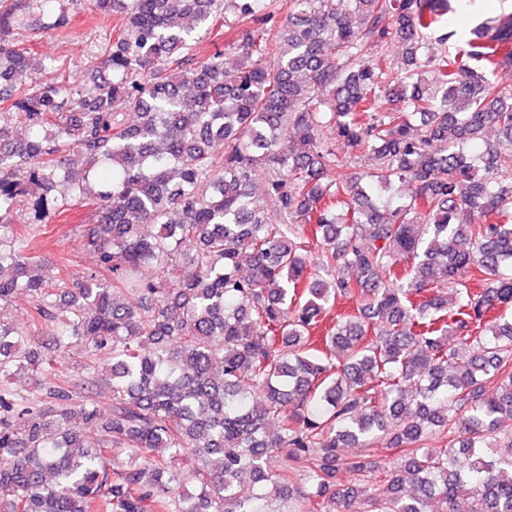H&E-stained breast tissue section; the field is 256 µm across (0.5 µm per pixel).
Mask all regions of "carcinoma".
I'll return each mask as SVG.
<instances>
[{"instance_id": "obj_1", "label": "carcinoma", "mask_w": 512, "mask_h": 512, "mask_svg": "<svg viewBox=\"0 0 512 512\" xmlns=\"http://www.w3.org/2000/svg\"><path fill=\"white\" fill-rule=\"evenodd\" d=\"M81 4L123 13L88 81L45 57L28 89L16 30L68 15L0 8V303L30 302L0 319V512H512V13L423 60L447 0ZM230 15L238 65L194 60ZM77 208L78 275L40 253ZM73 349L87 376L56 380ZM380 436L397 466L344 454ZM28 306V297L18 294L10 302L1 306L3 320L10 321L20 327L25 326Z\"/></svg>"}]
</instances>
